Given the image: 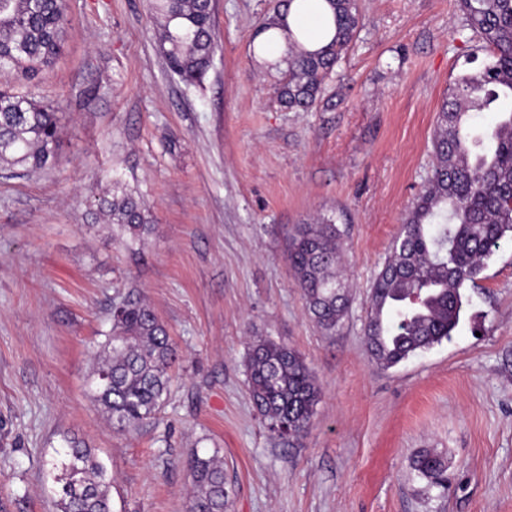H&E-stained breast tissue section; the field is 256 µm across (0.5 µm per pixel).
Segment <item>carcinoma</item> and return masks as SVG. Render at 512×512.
Returning a JSON list of instances; mask_svg holds the SVG:
<instances>
[{
	"instance_id": "1",
	"label": "carcinoma",
	"mask_w": 512,
	"mask_h": 512,
	"mask_svg": "<svg viewBox=\"0 0 512 512\" xmlns=\"http://www.w3.org/2000/svg\"><path fill=\"white\" fill-rule=\"evenodd\" d=\"M331 40L317 51L289 49L279 99L307 111L358 29L357 0H328ZM469 25L491 52L483 70L448 86L434 134L436 163L370 292L365 338L372 358L392 367L448 339L463 308V289L475 284L486 261L512 241V0H459ZM161 26L159 49L170 72L202 81L215 53L212 0H148ZM68 19L65 0H0V69L33 79L61 53ZM482 112L493 123L475 124ZM61 129L56 112L35 98L0 87V167L44 169L55 161ZM110 223L131 243L147 244L149 220L138 199L115 182L99 201ZM330 219L299 224L287 235L288 264L308 311L333 330L349 305V285L336 273L338 238ZM95 358L94 398L112 429H138L163 410L177 353L165 326L138 295L112 307V329ZM254 408L270 433L290 441L308 430L320 400L317 379L299 352L254 339L245 359ZM58 512H111L112 475L85 442L65 439ZM412 467L431 486L446 487L444 459L430 451ZM191 512H227L229 494L218 453L194 455Z\"/></svg>"
}]
</instances>
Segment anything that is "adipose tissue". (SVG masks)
Instances as JSON below:
<instances>
[{
	"label": "adipose tissue",
	"mask_w": 512,
	"mask_h": 512,
	"mask_svg": "<svg viewBox=\"0 0 512 512\" xmlns=\"http://www.w3.org/2000/svg\"><path fill=\"white\" fill-rule=\"evenodd\" d=\"M331 18L327 0H290L280 12L277 28L256 38L257 44L263 47L258 55L260 63L283 62L288 56V38L292 35L306 50L320 49L333 35Z\"/></svg>",
	"instance_id": "obj_1"
}]
</instances>
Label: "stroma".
I'll return each instance as SVG.
<instances>
[{"label": "stroma", "mask_w": 512, "mask_h": 512, "mask_svg": "<svg viewBox=\"0 0 512 512\" xmlns=\"http://www.w3.org/2000/svg\"><path fill=\"white\" fill-rule=\"evenodd\" d=\"M62 54L0 86L62 104L58 161L0 172V512H56L64 440L95 448L113 512H189L194 454L224 461L229 512H512V243L488 261L451 340L386 368L364 337L375 275L426 184L449 84L488 54L457 0H358L361 23L313 107L277 99L257 23L280 0H213L214 62L170 74L146 0H66ZM152 219L130 251L98 202L113 179ZM329 218L352 301L312 319L286 260ZM144 296L178 361L155 421L114 433L93 399L112 306ZM293 347L321 390L300 444L273 439L244 360ZM442 454L447 488L411 463Z\"/></svg>", "instance_id": "1"}]
</instances>
